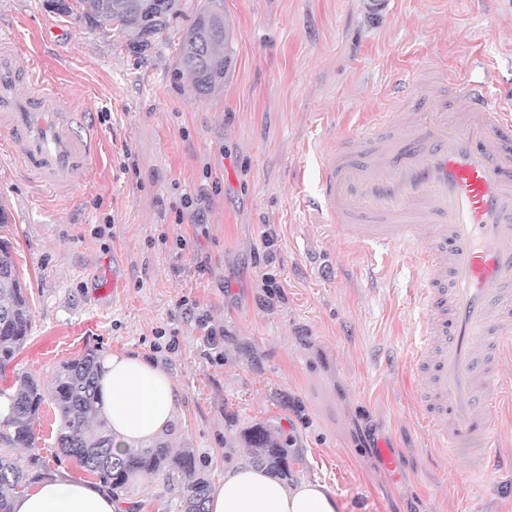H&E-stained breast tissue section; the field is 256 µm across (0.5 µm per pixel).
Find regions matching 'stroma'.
<instances>
[{
    "label": "stroma",
    "mask_w": 512,
    "mask_h": 512,
    "mask_svg": "<svg viewBox=\"0 0 512 512\" xmlns=\"http://www.w3.org/2000/svg\"><path fill=\"white\" fill-rule=\"evenodd\" d=\"M190 3L142 46L49 0H0V39L57 74L106 147L74 199L42 202L0 154V238L32 315L0 390L27 374L51 384L90 350H128L180 387L166 438L210 482L248 458L245 436L262 424L288 440L292 481L326 483L339 512H512V473L483 472L478 445L433 460L411 412L403 359L425 313L403 258L364 253L308 207L320 152L387 109L394 77L440 66L512 97V0H224L232 64L205 97L174 76L178 39L205 0ZM188 194L203 224L186 216ZM267 273L281 286L269 304ZM183 297L223 326V361L177 310ZM56 416L44 402L33 448L13 449L14 460L24 467L35 453L52 472L90 480L60 454ZM177 496L163 477L140 475L125 502L175 512Z\"/></svg>",
    "instance_id": "1"
}]
</instances>
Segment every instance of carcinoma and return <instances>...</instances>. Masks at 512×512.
<instances>
[{"instance_id":"cac0c4a2","label":"carcinoma","mask_w":512,"mask_h":512,"mask_svg":"<svg viewBox=\"0 0 512 512\" xmlns=\"http://www.w3.org/2000/svg\"><path fill=\"white\" fill-rule=\"evenodd\" d=\"M64 14L76 16L92 29H118L140 44L167 28L170 20L187 8L183 0H65L57 2ZM231 59L230 27L224 23V0H208L186 32L178 38L176 74L186 75L199 96L210 94L224 83ZM31 328V314L25 285L16 270L12 245L0 238V367L10 363L25 346ZM98 356L85 353L63 363L50 389L42 388L31 376L21 379L19 388L6 396L5 414L0 416V512H11V499L28 486L48 476L46 462L30 459L20 468L7 452L26 446L34 439V426L46 398H51L59 415L57 447L86 471L99 477L115 499L126 491L138 474L163 476L178 486L177 512H207L210 481L188 450L172 454L165 439L146 448H131L122 456L112 454V436L106 423L90 425L97 414ZM251 463L282 480L288 479V442L272 437L264 426L248 438Z\"/></svg>"}]
</instances>
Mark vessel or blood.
<instances>
[{"label": "vessel or blood", "mask_w": 512, "mask_h": 512, "mask_svg": "<svg viewBox=\"0 0 512 512\" xmlns=\"http://www.w3.org/2000/svg\"><path fill=\"white\" fill-rule=\"evenodd\" d=\"M343 149L325 155L315 211L342 237L409 250L427 278L425 343L410 356L412 397L445 456L479 441L484 470L506 465L494 430L512 418V103L466 81L462 104L415 80ZM0 151L38 194L68 198L95 178L104 141L93 113L53 73L0 40ZM437 227L434 237L424 225ZM498 397H491L490 388Z\"/></svg>", "instance_id": "vessel-or-blood-1"}]
</instances>
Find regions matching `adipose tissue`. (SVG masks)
Segmentation results:
<instances>
[{"label": "adipose tissue", "mask_w": 512, "mask_h": 512, "mask_svg": "<svg viewBox=\"0 0 512 512\" xmlns=\"http://www.w3.org/2000/svg\"><path fill=\"white\" fill-rule=\"evenodd\" d=\"M101 417L114 436L112 451L123 454L165 433L180 409L181 390L157 364L140 355L105 353L98 381ZM209 512H336L335 497L316 480L285 483L241 461L225 469L210 492ZM11 512H122L103 487L67 474L39 482L16 495Z\"/></svg>", "instance_id": "1"}]
</instances>
